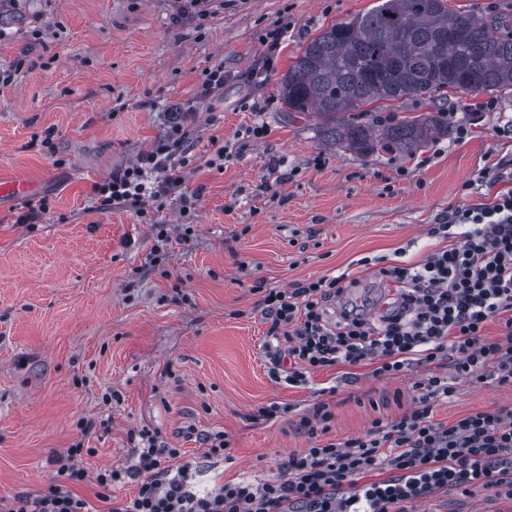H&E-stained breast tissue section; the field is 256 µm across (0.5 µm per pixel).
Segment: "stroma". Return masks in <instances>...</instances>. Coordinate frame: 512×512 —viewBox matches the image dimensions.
Instances as JSON below:
<instances>
[{
  "label": "stroma",
  "instance_id": "1",
  "mask_svg": "<svg viewBox=\"0 0 512 512\" xmlns=\"http://www.w3.org/2000/svg\"><path fill=\"white\" fill-rule=\"evenodd\" d=\"M377 3L211 0L200 19L182 14L181 0H11L0 70L16 75L0 86V180L29 181L30 199L49 198L51 209L21 224L27 201H0V496L44 488L81 439L88 479L76 492L93 498L101 470L136 464L128 432L143 427L181 449L197 491L267 479L290 454L365 435L372 420L410 407L421 366L378 379L370 366L339 364L302 388L274 383L256 290L343 274L346 307L378 320L393 284L360 258L423 263L444 246L429 224L491 202L512 172L511 93L495 95L492 111L486 95L452 90L434 105L390 108L397 120L452 111L469 131L412 155L326 147L307 116L288 111L277 86L303 43ZM276 27L286 37L271 54L261 38ZM219 64L223 89L200 97L201 70ZM174 101L191 113L194 160L181 191L197 196L193 215L183 219L176 198L147 220L98 209L94 184L150 150ZM254 123L264 138L247 137ZM48 133L51 152L41 145ZM215 136L233 146L219 171L206 164ZM185 221L191 232L172 235L164 273L141 274L155 225ZM109 389L122 400L107 407ZM321 401L331 428L311 437L299 420ZM272 404L284 414L257 418ZM510 404L512 388L461 382L432 415L447 424ZM83 418L94 422L86 433ZM188 426L224 432L227 456H207ZM407 508L512 512V500L451 487Z\"/></svg>",
  "mask_w": 512,
  "mask_h": 512
}]
</instances>
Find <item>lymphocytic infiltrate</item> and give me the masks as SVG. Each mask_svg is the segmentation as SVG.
Here are the masks:
<instances>
[{
  "mask_svg": "<svg viewBox=\"0 0 512 512\" xmlns=\"http://www.w3.org/2000/svg\"><path fill=\"white\" fill-rule=\"evenodd\" d=\"M192 147L187 112L169 106L165 132L152 148L95 186L99 208L132 207L141 215L147 203L162 204L182 185ZM430 232L452 240V247L416 267L378 268L400 287L396 309L379 322L354 309L328 320L329 305L345 292L342 274L267 288L260 301L272 381L300 387L313 371L365 362L375 377L390 378L418 362L429 372L417 385L413 409L387 423L374 420L365 436L291 454L269 480L227 482L205 494L193 490L191 465L180 462V449L144 427L130 434L139 449L134 470H104L95 499L81 497L74 491L86 479L78 441L56 481L0 498V512H99L101 502L108 512H347L353 504L358 512H407V502L451 486L512 498V407L448 424L432 418L433 401L454 391L439 371L446 358H453L459 378L483 380L488 368L499 385L512 387V187L493 202L451 208ZM493 319L502 330L490 342L485 326ZM384 469L388 478L376 480ZM131 474L139 479L136 495L113 500L112 486Z\"/></svg>",
  "mask_w": 512,
  "mask_h": 512,
  "instance_id": "obj_1",
  "label": "lymphocytic infiltrate"
}]
</instances>
